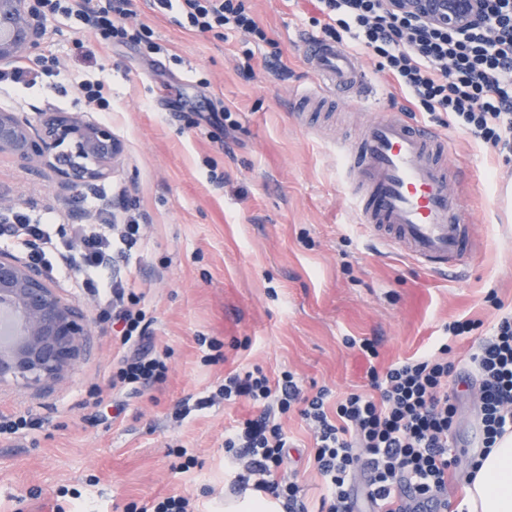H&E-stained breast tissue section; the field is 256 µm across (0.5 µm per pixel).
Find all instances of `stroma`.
<instances>
[{
  "mask_svg": "<svg viewBox=\"0 0 512 512\" xmlns=\"http://www.w3.org/2000/svg\"><path fill=\"white\" fill-rule=\"evenodd\" d=\"M251 7L268 42L240 32L202 35L180 26L177 11L138 0L125 23L153 30L162 50L148 58L121 44L81 59L74 43L92 42L91 32L73 18L48 19L32 52L54 55L59 75L31 88L0 80V109L33 122L44 112H80L120 140L107 178L67 190L53 166L30 169L0 156V199L34 219L53 215L64 228L85 216L92 191L125 194L141 217V240L114 269H135L148 332L156 348L172 351L164 383L138 394L112 388L119 345L103 302L81 279L51 273V286L84 311L92 330L64 380L0 383L1 415L29 411L44 421L0 441V512L59 505L70 512L75 504L126 512L129 503L173 492L189 497L195 512H224L242 471L224 435L255 410L219 403L178 422L184 398L256 366L271 375L293 370L311 393L324 385L348 392L365 384L370 364L344 337L377 340L373 365L383 369L434 350L450 321H480L479 335L488 334L498 316L488 293L512 309V163L452 131L448 159L470 172L457 193L481 242L463 273L432 275L384 248L360 226L336 149L366 121L393 112L390 79L365 54L377 96L359 109L342 96L321 98L301 44L317 13L313 0H251ZM86 80L104 82L110 111L84 97ZM305 87L312 101H301ZM214 112L220 124L206 122ZM201 336L216 343L220 359L209 358ZM99 398L124 403V413L103 418ZM478 402L472 392L460 400L453 500L467 492ZM283 426L301 442L287 467L317 495L323 478L305 462L307 427L295 414ZM182 449L197 465L178 474Z\"/></svg>",
  "mask_w": 512,
  "mask_h": 512,
  "instance_id": "obj_1",
  "label": "stroma"
}]
</instances>
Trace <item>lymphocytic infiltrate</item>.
<instances>
[{
    "instance_id": "obj_1",
    "label": "lymphocytic infiltrate",
    "mask_w": 512,
    "mask_h": 512,
    "mask_svg": "<svg viewBox=\"0 0 512 512\" xmlns=\"http://www.w3.org/2000/svg\"><path fill=\"white\" fill-rule=\"evenodd\" d=\"M312 24L326 40L356 53L377 57L410 107L448 130H460L501 156L512 157V0H485L486 21L467 31H451L384 9L382 0H318ZM157 8L184 15L189 27L224 37L244 31L258 40L267 34L246 0H154ZM132 0H35L43 16L76 15L101 43L130 41L148 52L159 46L148 26L128 30L122 18ZM100 224H75L78 253H59L58 264L82 277L86 288L107 299L105 314L118 328L121 356L112 367V386L138 391L167 378L168 350L148 345L142 295L131 280L112 276L118 249H132L141 238L136 222L114 232L116 215L107 197L93 201ZM0 235L15 253L46 265L54 246L52 225L15 214L0 225ZM479 325L455 320L448 338L432 352L385 369L373 366L375 341L346 339L368 360L365 389L333 397L329 389L305 394L290 371L269 377L261 368L225 375L217 392L195 399L202 410L217 401H244L256 415L240 422L224 440L225 451L246 460L238 489L281 500L285 512H310L296 477L282 468L290 440L281 420L297 412L313 432V462L323 476L317 512H421L431 503L448 512V474L456 464L453 444L459 387L477 388L480 405L477 443L489 453L512 434V311L500 313L489 335ZM472 339V377L449 361L450 341Z\"/></svg>"
}]
</instances>
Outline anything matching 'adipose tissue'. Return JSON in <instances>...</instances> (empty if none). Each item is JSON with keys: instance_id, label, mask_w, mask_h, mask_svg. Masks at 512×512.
<instances>
[{"instance_id": "adipose-tissue-1", "label": "adipose tissue", "mask_w": 512, "mask_h": 512, "mask_svg": "<svg viewBox=\"0 0 512 512\" xmlns=\"http://www.w3.org/2000/svg\"><path fill=\"white\" fill-rule=\"evenodd\" d=\"M463 506L468 512H512V436L482 458Z\"/></svg>"}]
</instances>
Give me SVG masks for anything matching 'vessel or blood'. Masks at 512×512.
<instances>
[{
	"mask_svg": "<svg viewBox=\"0 0 512 512\" xmlns=\"http://www.w3.org/2000/svg\"><path fill=\"white\" fill-rule=\"evenodd\" d=\"M302 42L324 91L350 92L354 105L374 97L355 53L310 31ZM449 146L432 127L391 114L365 123L357 141L341 149L344 169L357 177L360 223L421 269L447 274L467 266L479 248L470 214L453 193L463 172L449 162Z\"/></svg>",
	"mask_w": 512,
	"mask_h": 512,
	"instance_id": "b4317fda",
	"label": "vessel or blood"
}]
</instances>
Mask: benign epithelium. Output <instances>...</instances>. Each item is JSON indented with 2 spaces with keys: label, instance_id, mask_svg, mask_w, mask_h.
Here are the masks:
<instances>
[{
  "label": "benign epithelium",
  "instance_id": "obj_1",
  "mask_svg": "<svg viewBox=\"0 0 512 512\" xmlns=\"http://www.w3.org/2000/svg\"><path fill=\"white\" fill-rule=\"evenodd\" d=\"M390 11L450 30L483 20V0H383ZM44 35L30 0H0V63L23 57ZM0 154L22 163L53 159L61 185L77 187L112 173L122 154L112 129L77 112H43L35 123L0 111ZM9 301L20 328L0 341V382L63 379L80 358L91 324L23 258L0 252V303Z\"/></svg>",
  "mask_w": 512,
  "mask_h": 512
}]
</instances>
